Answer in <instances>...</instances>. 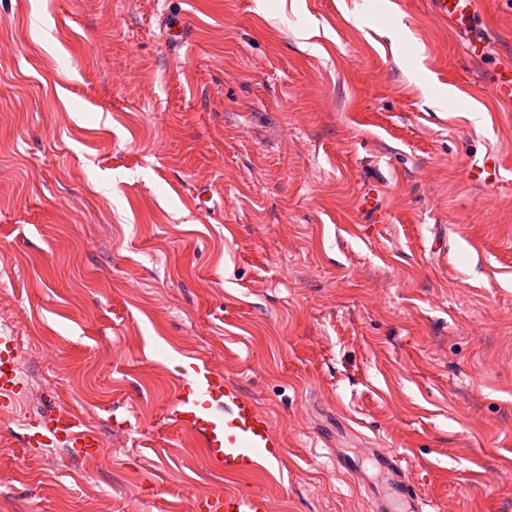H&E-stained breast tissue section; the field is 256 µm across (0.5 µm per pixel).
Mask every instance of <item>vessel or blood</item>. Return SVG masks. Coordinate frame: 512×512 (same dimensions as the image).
I'll list each match as a JSON object with an SVG mask.
<instances>
[{
  "instance_id": "1",
  "label": "vessel or blood",
  "mask_w": 512,
  "mask_h": 512,
  "mask_svg": "<svg viewBox=\"0 0 512 512\" xmlns=\"http://www.w3.org/2000/svg\"><path fill=\"white\" fill-rule=\"evenodd\" d=\"M476 6L477 0H434L438 14L458 25L469 22ZM22 388L17 339L1 334L0 405L12 406ZM172 418L180 428L200 436L210 461L229 476L252 475L278 462L285 451L281 436L256 400L201 359L181 368ZM26 440L33 447L61 443L85 456L101 448L94 431L81 428L75 416L61 412L28 424ZM369 458L392 479L390 493L371 488L375 512H425L428 501L411 482L405 456L374 448ZM204 506L207 512H269L268 499L259 490L220 493L206 498Z\"/></svg>"
}]
</instances>
